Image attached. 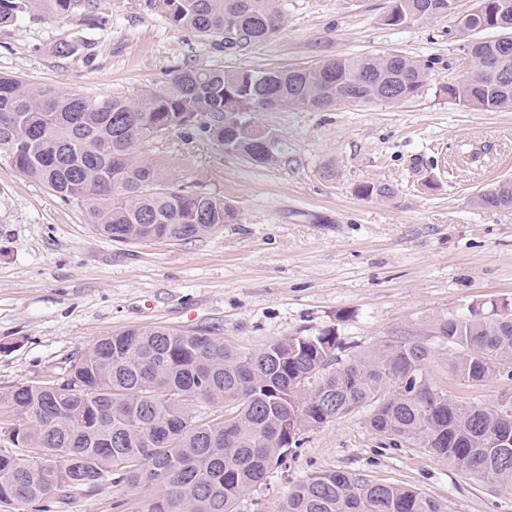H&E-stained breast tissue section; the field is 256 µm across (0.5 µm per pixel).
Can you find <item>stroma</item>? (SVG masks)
Listing matches in <instances>:
<instances>
[{"instance_id": "35a3bbf8", "label": "stroma", "mask_w": 512, "mask_h": 512, "mask_svg": "<svg viewBox=\"0 0 512 512\" xmlns=\"http://www.w3.org/2000/svg\"><path fill=\"white\" fill-rule=\"evenodd\" d=\"M272 41L222 49L172 28L143 0H101L92 15L0 25V74L90 96L156 86L182 63L289 69L358 54L398 52L431 68L411 100L323 111L260 112L281 160L256 166L207 143L183 150L180 178L223 196L233 223L198 241L115 243L84 208L62 202L0 151V389L63 371L98 339L128 329H216L247 352L287 336L334 331L349 354L389 341H421L430 372L454 400L489 402L512 389L497 377L468 382L434 333L488 300L512 302V208L476 197L512 178V110L462 108L440 90L469 70L450 18L387 25L391 0H278ZM91 43L61 56L60 39ZM390 184L365 199L362 182ZM370 408L307 431L287 467L236 512H276L290 482L320 469L412 486L448 512H512V494L465 476L423 450L371 429ZM148 493L120 483L75 493L55 512H141Z\"/></svg>"}]
</instances>
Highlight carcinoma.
Masks as SVG:
<instances>
[{"label":"carcinoma","instance_id":"obj_1","mask_svg":"<svg viewBox=\"0 0 512 512\" xmlns=\"http://www.w3.org/2000/svg\"><path fill=\"white\" fill-rule=\"evenodd\" d=\"M450 0H392L390 26L448 15ZM95 0H0V25L24 18L93 10ZM486 16L512 26V0H475ZM174 28L227 45L262 43L283 23L277 0H145ZM472 21L456 24L472 72L487 70L496 47L473 39ZM315 68L226 70L175 65L163 81L131 96H88L0 74V149L25 176L61 201L84 208L89 223L114 242L195 241L235 220L224 198L187 189L174 158L140 147L172 132L183 145L216 143L257 164L279 159V142L253 121L284 107L325 108L328 93L358 76L380 84L399 78L389 102L414 98L429 68L399 53L330 60ZM456 104L485 112L512 110V87L493 94L471 83L445 84ZM119 181L123 189L113 190ZM389 198L386 183L356 188ZM484 209L512 207V180L478 195ZM457 350L451 368L483 382L512 368V306L490 313L474 305L464 318L436 322ZM336 334L288 336L242 352L209 328H130L97 340L70 360L51 386L23 384L0 392V415L19 422L17 449L0 448V502L51 512L75 492L98 493L125 482L153 494L144 512H234L267 474L288 461L306 431L372 407L373 430L419 448L458 472L512 492V392L490 403L448 398L433 381L432 347L383 343L342 359ZM326 366L311 393L301 378ZM38 448V461L25 459ZM164 471L169 483L153 482ZM277 512H448L417 488L374 482L360 473L320 470L288 487Z\"/></svg>","mask_w":512,"mask_h":512}]
</instances>
